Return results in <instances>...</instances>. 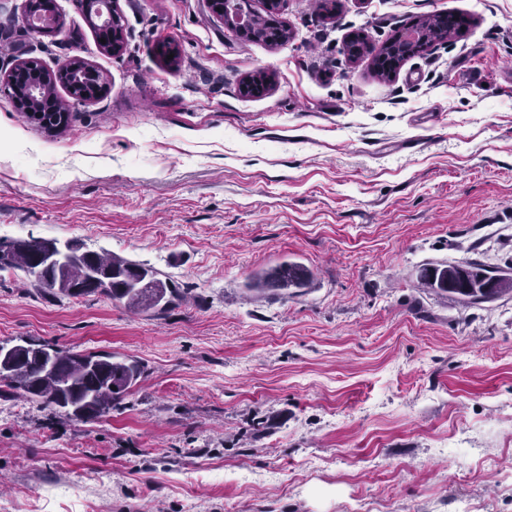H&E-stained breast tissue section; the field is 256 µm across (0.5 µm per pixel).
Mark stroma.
Segmentation results:
<instances>
[{
	"label": "stroma",
	"instance_id": "obj_1",
	"mask_svg": "<svg viewBox=\"0 0 512 512\" xmlns=\"http://www.w3.org/2000/svg\"><path fill=\"white\" fill-rule=\"evenodd\" d=\"M0 0V61L80 56L108 91L51 135L0 87V236L74 241L183 288L162 315L0 271V344L146 365L92 422L0 397V512H512V292L470 307L428 262L512 267V0H283L281 46L205 0H119L103 52L76 0L33 34ZM466 15L388 79L348 58ZM175 46L177 58L162 52ZM265 71L269 90L244 96ZM290 259L315 284L245 289ZM460 22L454 16L446 15L442 17L440 14L429 15L423 17L413 25L421 36L418 40L424 41L418 46L419 51L431 47L434 44L447 42L457 34Z\"/></svg>",
	"mask_w": 512,
	"mask_h": 512
}]
</instances>
